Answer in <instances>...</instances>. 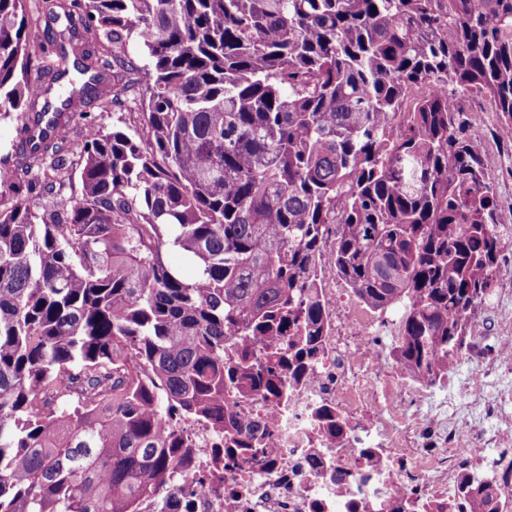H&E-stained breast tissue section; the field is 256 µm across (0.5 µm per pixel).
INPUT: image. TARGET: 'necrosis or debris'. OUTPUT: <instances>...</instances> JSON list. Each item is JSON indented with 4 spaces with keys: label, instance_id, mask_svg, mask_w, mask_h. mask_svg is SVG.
Returning a JSON list of instances; mask_svg holds the SVG:
<instances>
[{
    "label": "necrosis or debris",
    "instance_id": "obj_1",
    "mask_svg": "<svg viewBox=\"0 0 512 512\" xmlns=\"http://www.w3.org/2000/svg\"><path fill=\"white\" fill-rule=\"evenodd\" d=\"M323 293L338 316L287 396L225 397L238 432L261 450L229 456L210 423L171 415L188 451L179 486L142 499L139 512H461L456 489L480 471L512 512V433L479 422L512 407V275L470 314L456 352L466 372L436 385L405 382L383 360L373 320L339 302L332 276ZM439 388L447 401L424 412Z\"/></svg>",
    "mask_w": 512,
    "mask_h": 512
}]
</instances>
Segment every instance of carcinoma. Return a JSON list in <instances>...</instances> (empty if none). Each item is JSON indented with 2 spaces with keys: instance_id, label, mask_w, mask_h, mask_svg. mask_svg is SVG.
<instances>
[{
  "instance_id": "obj_1",
  "label": "carcinoma",
  "mask_w": 512,
  "mask_h": 512,
  "mask_svg": "<svg viewBox=\"0 0 512 512\" xmlns=\"http://www.w3.org/2000/svg\"><path fill=\"white\" fill-rule=\"evenodd\" d=\"M42 2L112 49L48 39L34 80L27 0H0V116H25L28 160L0 165V512H136L173 490L172 410L232 428L224 388L278 397L317 350L332 224L355 296L403 309L400 365L448 368L512 210L448 93L484 94L512 142V0ZM134 90L139 143L87 110ZM74 125L78 193L39 215L28 196L56 189Z\"/></svg>"
}]
</instances>
